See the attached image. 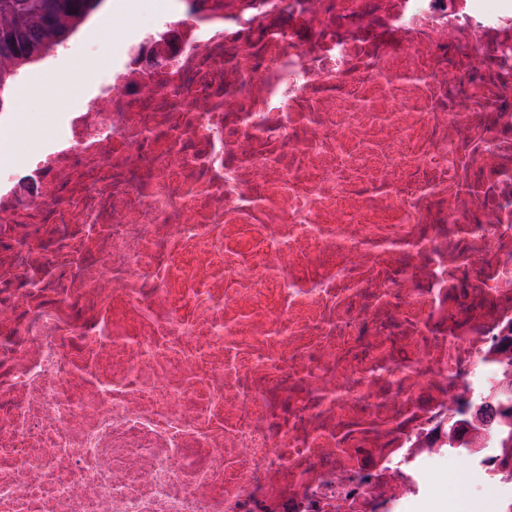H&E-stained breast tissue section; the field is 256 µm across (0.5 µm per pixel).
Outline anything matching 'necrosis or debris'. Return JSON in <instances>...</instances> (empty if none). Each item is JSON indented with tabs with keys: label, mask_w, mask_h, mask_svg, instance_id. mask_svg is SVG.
<instances>
[{
	"label": "necrosis or debris",
	"mask_w": 512,
	"mask_h": 512,
	"mask_svg": "<svg viewBox=\"0 0 512 512\" xmlns=\"http://www.w3.org/2000/svg\"><path fill=\"white\" fill-rule=\"evenodd\" d=\"M512 0H190L0 153V512H512Z\"/></svg>",
	"instance_id": "1"
}]
</instances>
